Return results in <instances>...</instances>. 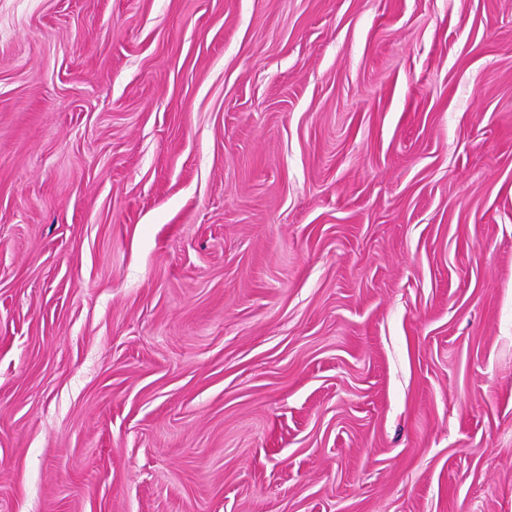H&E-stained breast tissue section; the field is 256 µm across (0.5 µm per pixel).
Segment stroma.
Here are the masks:
<instances>
[{
  "label": "stroma",
  "mask_w": 512,
  "mask_h": 512,
  "mask_svg": "<svg viewBox=\"0 0 512 512\" xmlns=\"http://www.w3.org/2000/svg\"><path fill=\"white\" fill-rule=\"evenodd\" d=\"M0 512H512V0H0Z\"/></svg>",
  "instance_id": "obj_1"
}]
</instances>
